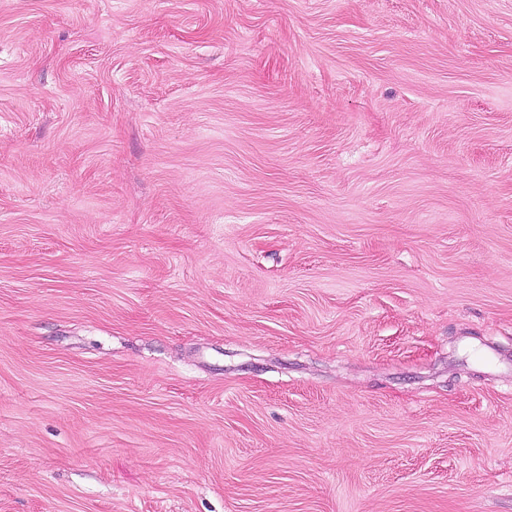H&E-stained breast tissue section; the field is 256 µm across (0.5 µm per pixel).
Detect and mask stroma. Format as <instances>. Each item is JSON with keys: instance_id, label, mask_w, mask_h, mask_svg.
<instances>
[{"instance_id": "obj_1", "label": "stroma", "mask_w": 512, "mask_h": 512, "mask_svg": "<svg viewBox=\"0 0 512 512\" xmlns=\"http://www.w3.org/2000/svg\"><path fill=\"white\" fill-rule=\"evenodd\" d=\"M0 512H512V0H0Z\"/></svg>"}]
</instances>
